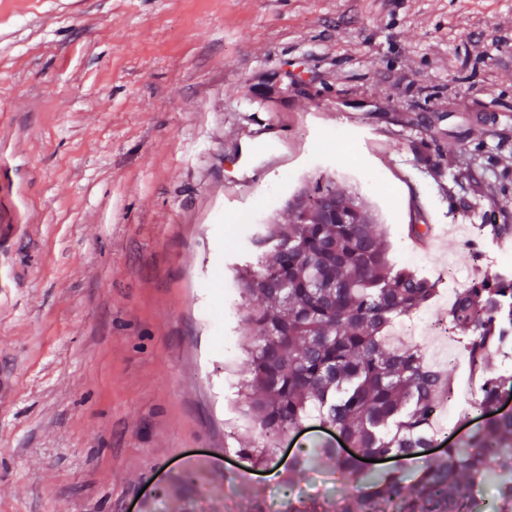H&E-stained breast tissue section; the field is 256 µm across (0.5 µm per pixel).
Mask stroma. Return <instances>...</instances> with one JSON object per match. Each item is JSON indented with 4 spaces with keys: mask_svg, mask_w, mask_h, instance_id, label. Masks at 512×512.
I'll list each match as a JSON object with an SVG mask.
<instances>
[{
    "mask_svg": "<svg viewBox=\"0 0 512 512\" xmlns=\"http://www.w3.org/2000/svg\"><path fill=\"white\" fill-rule=\"evenodd\" d=\"M319 175L398 265L494 271L475 227L512 224V0H0V512H340L331 462L277 491L332 429L264 470L227 407L233 270ZM413 344L459 410L461 343Z\"/></svg>",
    "mask_w": 512,
    "mask_h": 512,
    "instance_id": "35a3bbf8",
    "label": "stroma"
}]
</instances>
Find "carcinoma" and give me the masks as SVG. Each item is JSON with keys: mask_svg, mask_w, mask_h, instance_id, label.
Masks as SVG:
<instances>
[{"mask_svg": "<svg viewBox=\"0 0 512 512\" xmlns=\"http://www.w3.org/2000/svg\"><path fill=\"white\" fill-rule=\"evenodd\" d=\"M478 238H512V224H478ZM254 261L234 276L237 313L248 331L249 378L238 389L243 415L260 438L240 445L266 465L279 440L302 427L310 408L336 430L330 443L300 449L289 470L305 473L331 458L356 493L342 512H482L476 481L497 487L496 512H512V372L495 374L488 353H512V268L458 288L448 333L460 337L476 397L460 424L480 422L448 441L437 458L432 423L456 387L416 348H385L391 325L438 293L440 283L389 258L386 231L357 192L318 176L294 192L283 215L252 241ZM398 456L412 469L367 472L361 459Z\"/></svg>", "mask_w": 512, "mask_h": 512, "instance_id": "obj_1", "label": "carcinoma"}]
</instances>
